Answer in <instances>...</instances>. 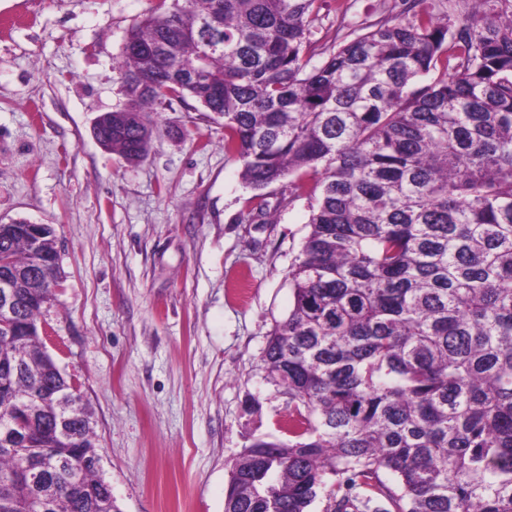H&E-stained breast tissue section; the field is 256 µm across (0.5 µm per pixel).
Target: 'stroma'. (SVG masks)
Returning a JSON list of instances; mask_svg holds the SVG:
<instances>
[{"mask_svg":"<svg viewBox=\"0 0 512 512\" xmlns=\"http://www.w3.org/2000/svg\"><path fill=\"white\" fill-rule=\"evenodd\" d=\"M158 0H0V224L50 225L63 279L42 340L91 415L119 512H224L230 460L287 439V399L261 351L292 305L308 232L301 196L254 221L224 124L157 107L147 156L98 144L126 102L129 30ZM312 40L340 20L398 19L399 0H318Z\"/></svg>","mask_w":512,"mask_h":512,"instance_id":"stroma-1","label":"stroma"}]
</instances>
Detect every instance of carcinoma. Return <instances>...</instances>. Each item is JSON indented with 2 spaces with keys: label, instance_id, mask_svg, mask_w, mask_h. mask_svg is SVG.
I'll list each match as a JSON object with an SVG mask.
<instances>
[{
  "label": "carcinoma",
  "instance_id": "cac0c4a2",
  "mask_svg": "<svg viewBox=\"0 0 512 512\" xmlns=\"http://www.w3.org/2000/svg\"><path fill=\"white\" fill-rule=\"evenodd\" d=\"M370 22L330 54L316 0H161L129 31L127 101L107 148L141 161L150 112L192 100L224 121V152L274 209L311 205L289 272L293 307L261 359L288 398V441L233 459L224 512H512V0H435ZM326 55L319 65L315 56ZM33 304L0 328V512H117L82 410L7 437L5 416L58 381L37 316L61 278L54 230L0 224V276ZM84 461L34 483L46 458Z\"/></svg>",
  "mask_w": 512,
  "mask_h": 512
}]
</instances>
